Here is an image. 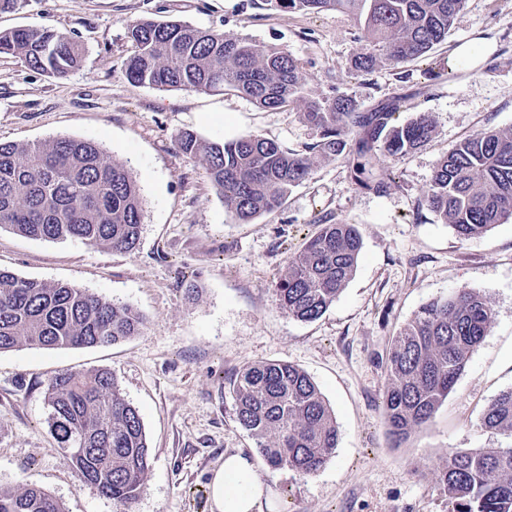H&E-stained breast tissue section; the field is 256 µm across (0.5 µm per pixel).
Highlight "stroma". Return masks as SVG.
<instances>
[{
    "label": "stroma",
    "instance_id": "35a3bbf8",
    "mask_svg": "<svg viewBox=\"0 0 512 512\" xmlns=\"http://www.w3.org/2000/svg\"><path fill=\"white\" fill-rule=\"evenodd\" d=\"M139 19L283 46L315 94L349 95L364 108L401 94L408 102L396 122L426 113L436 133L389 160L396 183L387 192L357 186L343 161L322 159L278 208L239 223L201 164L179 150L181 133L216 142L254 134L302 152L316 132L295 105L267 110L231 91L130 82L128 28ZM18 26L52 29L85 54L61 78L0 56V142L99 144L136 178L144 218L128 253L1 229L0 269L131 305L145 327L109 346L0 353V485L36 484L65 512H122L78 478L48 424L49 380L103 369L138 409L149 445L134 512H211L213 471L237 451L252 457L266 486L262 512H448L434 481L441 457L496 446L481 414L512 388V221L464 241L421 200L456 143L485 128H512V0H467L447 43L428 57L357 76L349 60L361 45L345 15L274 10L264 0H23L0 11V31ZM476 38L492 42L493 53L449 74V56ZM342 220L363 242L354 277L321 317H288L274 288L289 257L320 225ZM462 287L488 297L493 324L433 421L393 442L382 417L390 341L423 304ZM262 361L306 371L334 413L337 448L314 474L268 470L236 419L233 379Z\"/></svg>",
    "mask_w": 512,
    "mask_h": 512
}]
</instances>
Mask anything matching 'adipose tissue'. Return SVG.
Wrapping results in <instances>:
<instances>
[{"label":"adipose tissue","instance_id":"ef3b65f1","mask_svg":"<svg viewBox=\"0 0 512 512\" xmlns=\"http://www.w3.org/2000/svg\"><path fill=\"white\" fill-rule=\"evenodd\" d=\"M212 512H262L265 487L244 453L226 455L210 482Z\"/></svg>","mask_w":512,"mask_h":512}]
</instances>
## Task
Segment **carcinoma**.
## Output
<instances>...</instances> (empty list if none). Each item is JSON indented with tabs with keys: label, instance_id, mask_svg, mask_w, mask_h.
Here are the masks:
<instances>
[{
	"label": "carcinoma",
	"instance_id": "obj_1",
	"mask_svg": "<svg viewBox=\"0 0 512 512\" xmlns=\"http://www.w3.org/2000/svg\"><path fill=\"white\" fill-rule=\"evenodd\" d=\"M290 12L338 11L352 18L361 42L355 72L424 57L447 41L467 0H264ZM134 53L126 75L137 84L197 92L234 91L264 109L296 104L319 140L305 153L253 134L224 142L192 132L178 140L199 160L225 207L241 223L276 209L315 163L343 159L355 184L385 191L394 178L380 155H405L435 134L419 114L392 123L406 107L398 95L370 110L346 96L317 97L303 67L282 46L180 21L139 20L128 31ZM0 55L53 77L81 66L83 48L48 28L0 32ZM422 204L462 239L512 219V130L488 128L457 143L438 163ZM143 208L136 180L100 145L58 138L0 143V229L44 240L80 239L114 251L138 244ZM362 248L353 224H323L288 264L275 288L279 307L311 321L323 315L356 272ZM493 323L488 298L459 288L424 304L392 337L386 358L383 416L397 441L430 424L465 368L470 352ZM143 317L65 283L26 279L0 270V352L27 345L44 349L93 347L137 336ZM239 424L255 439L272 471L320 470L338 443L334 414L302 369L280 362L243 368L233 383ZM49 425L84 481L131 507L150 469L139 411L125 400L107 370L66 371L46 389ZM481 426L501 436L495 448H450L436 484L453 512H512V388L484 409ZM0 512H64L46 490L0 485Z\"/></svg>",
	"mask_w": 512,
	"mask_h": 512
}]
</instances>
